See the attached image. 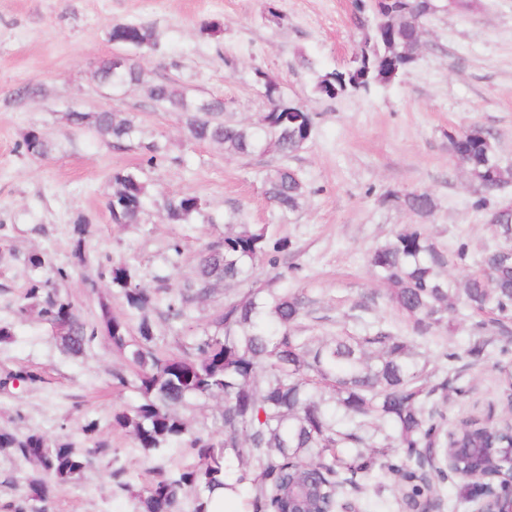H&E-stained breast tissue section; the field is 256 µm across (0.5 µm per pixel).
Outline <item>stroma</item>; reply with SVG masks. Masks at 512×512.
I'll list each match as a JSON object with an SVG mask.
<instances>
[{"mask_svg":"<svg viewBox=\"0 0 512 512\" xmlns=\"http://www.w3.org/2000/svg\"><path fill=\"white\" fill-rule=\"evenodd\" d=\"M211 22L218 31L208 30ZM122 23L154 29L155 50L136 56L149 76L173 81L191 98H223L234 120L252 123L267 112L256 91L260 71L314 113L312 141L286 161L309 188L302 209L284 219L265 197L266 172L284 162L277 153L225 155L222 146L192 140L185 115L153 106L140 87L98 86L93 73L112 56L109 32ZM366 33L355 0H0V322L11 323L14 333L0 344V368L45 378L37 387L0 391V427L77 441L81 425L94 418L131 472H143L130 437L110 426L113 410L136 395L112 385L120 359L109 341L74 358L48 325L15 317L33 275L25 262L31 250H47L69 270L56 287L92 320L99 300L117 313L123 307L98 280L101 263L137 268L150 288L158 273L178 287L233 213L240 223L265 224L288 238L291 248L278 265L258 264L255 277L278 278L280 287L305 296L302 333L320 337L363 322L404 328L367 264L370 250L411 221L395 195L433 194L431 237L447 253L468 246L467 261L451 267V276L464 279L477 267L497 239L486 212L471 206L475 187L453 161L448 135L483 127L496 139L503 166L512 167V0H468L465 8L437 13L426 25L425 49L401 81L366 94L319 97L317 71L347 68ZM303 56L314 69L300 65ZM112 108L135 118L137 142L113 148L67 120L71 111ZM32 128L53 142L48 156L18 151ZM152 141L166 148L157 167L143 160L142 146ZM127 170L138 172L149 197L143 223L131 226L113 223L107 209L113 173ZM167 194L200 196L205 208L191 223H168L159 205ZM80 217L90 234L87 262L78 267L69 229ZM176 241L177 254L170 249ZM475 324L459 311L453 330L419 340V349L431 358L445 347L465 351ZM494 364L489 357L468 368L473 389L449 407L450 421L498 403ZM52 512H132V503L113 495L109 469L100 465L58 486Z\"/></svg>","mask_w":512,"mask_h":512,"instance_id":"35a3bbf8","label":"stroma"}]
</instances>
